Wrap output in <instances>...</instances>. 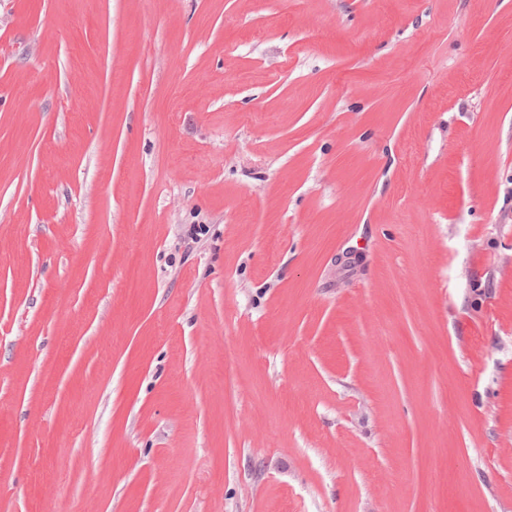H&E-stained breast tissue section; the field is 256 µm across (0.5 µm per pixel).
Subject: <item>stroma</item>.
Returning a JSON list of instances; mask_svg holds the SVG:
<instances>
[{
  "instance_id": "1",
  "label": "stroma",
  "mask_w": 512,
  "mask_h": 512,
  "mask_svg": "<svg viewBox=\"0 0 512 512\" xmlns=\"http://www.w3.org/2000/svg\"><path fill=\"white\" fill-rule=\"evenodd\" d=\"M0 512H512V0H0Z\"/></svg>"
}]
</instances>
